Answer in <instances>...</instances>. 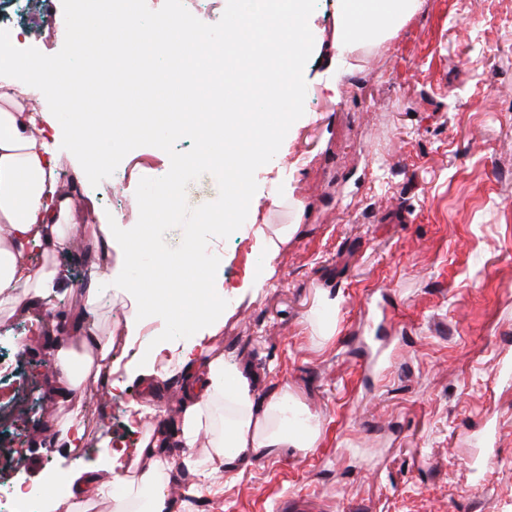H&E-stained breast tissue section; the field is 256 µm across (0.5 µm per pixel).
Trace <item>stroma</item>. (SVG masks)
Listing matches in <instances>:
<instances>
[{
    "mask_svg": "<svg viewBox=\"0 0 512 512\" xmlns=\"http://www.w3.org/2000/svg\"><path fill=\"white\" fill-rule=\"evenodd\" d=\"M340 11L317 0L304 114L257 170L244 224L210 241L232 299L215 349L257 375L258 398L287 394L291 421L319 416L317 448H267L177 488L185 459L211 442L184 447L185 372L169 359L153 367L163 421H129L146 398L126 374L141 341L116 357L124 389L89 378L79 392L97 455L69 447L45 351L16 352L13 339L58 334L87 280L77 247L61 259L54 315L0 324V381L20 395L0 483L42 495L81 469L112 482L103 448L135 457L162 425L173 512H512V0H416L390 38L355 43L342 67ZM0 23L25 29L20 48L63 46L61 0H0ZM169 168L161 149L136 148L118 166L125 182L103 194L63 150L57 177L99 215L134 224L139 180ZM283 224L295 230L269 256ZM99 289L86 325L113 338L121 302L107 276Z\"/></svg>",
    "mask_w": 512,
    "mask_h": 512,
    "instance_id": "obj_1",
    "label": "stroma"
}]
</instances>
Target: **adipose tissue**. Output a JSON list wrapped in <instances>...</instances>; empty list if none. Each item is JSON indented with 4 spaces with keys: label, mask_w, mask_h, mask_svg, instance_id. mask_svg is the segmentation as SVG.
Returning a JSON list of instances; mask_svg holds the SVG:
<instances>
[{
    "label": "adipose tissue",
    "mask_w": 512,
    "mask_h": 512,
    "mask_svg": "<svg viewBox=\"0 0 512 512\" xmlns=\"http://www.w3.org/2000/svg\"><path fill=\"white\" fill-rule=\"evenodd\" d=\"M410 7L411 0H343V34L337 51L362 36L392 29ZM53 122L51 113L38 118L30 112L24 83L0 84V306L18 311L51 305L67 279L63 269L34 265L33 248L50 256L68 251L80 239L86 242V256L92 262L107 260L120 247L133 265L141 245L134 237L118 235L121 217L78 221L75 199L55 177L56 145L44 134V125ZM182 264L211 271V280L195 283L194 288L204 299H223V288L213 283L224 267L222 252L196 246L184 254ZM151 285L145 273L126 278L123 284L122 292L132 303L124 315L126 341H135L141 333L145 318L141 298ZM223 323V310L204 312L195 319L192 336L171 347L177 362L190 371L185 386L188 405L182 415L185 447H193L200 435H209L213 451L206 467L213 471L249 450L315 447L321 434L317 417H309L303 432H296L288 425L283 399L256 400L255 378L215 351L210 340ZM83 341L94 357L78 363L60 339H45L46 348L55 354L54 402L74 416L80 411L76 394L90 368L112 364L111 341L92 334ZM147 454L150 467L138 480L115 475L121 491L112 498L113 512H134L145 491L151 494L148 512H172L173 505L164 493L168 462L158 446L148 448ZM65 485V497L46 495L40 512H58L66 497L89 502L104 493L103 484L87 471L69 474Z\"/></svg>",
    "instance_id": "adipose-tissue-1"
}]
</instances>
